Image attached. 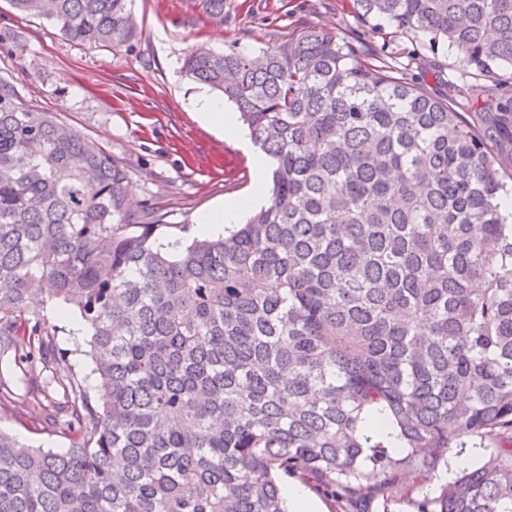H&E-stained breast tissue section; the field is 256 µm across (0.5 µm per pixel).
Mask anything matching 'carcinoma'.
Segmentation results:
<instances>
[{
  "mask_svg": "<svg viewBox=\"0 0 512 512\" xmlns=\"http://www.w3.org/2000/svg\"><path fill=\"white\" fill-rule=\"evenodd\" d=\"M132 0H10L76 45L130 47ZM215 24L224 0H199ZM368 22L444 46L478 83L458 111L320 26L258 55L183 61L232 103L273 166L228 234L159 243L128 170L25 107L0 77V409L74 436L0 431V512H288L280 482L412 512H512V0H353ZM71 307L95 390L42 323ZM377 416L406 449L366 427ZM481 465L422 492L448 454ZM0 427L16 434L34 448L63 451L71 446L72 440L49 431H35L27 425L20 424L9 412L0 413ZM409 484L403 483L397 493H395V497L390 500L383 509V505L380 499L373 498L366 500L361 503L351 505V511H368V512H410L412 508L408 505L406 494L407 488Z\"/></svg>",
  "mask_w": 512,
  "mask_h": 512,
  "instance_id": "carcinoma-1",
  "label": "carcinoma"
}]
</instances>
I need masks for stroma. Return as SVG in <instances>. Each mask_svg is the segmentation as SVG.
Segmentation results:
<instances>
[{
    "instance_id": "35a3bbf8",
    "label": "stroma",
    "mask_w": 512,
    "mask_h": 512,
    "mask_svg": "<svg viewBox=\"0 0 512 512\" xmlns=\"http://www.w3.org/2000/svg\"><path fill=\"white\" fill-rule=\"evenodd\" d=\"M133 10L138 41L109 51L74 45L57 27L20 15L8 0H0V34L21 44L15 51L0 45V76L11 79L22 104L57 113L65 125L122 161L130 175V210L159 209L168 241L179 238L184 223L189 237H196L203 212L249 198L255 180L250 153L192 109L195 97L207 91L181 71L192 48L221 52L234 43L257 52L318 25L356 39L366 58L388 47L408 61V74L440 97L461 101L466 84L448 52L431 55L386 20L371 29L349 0H224L220 26L195 0H134ZM55 309L52 303L44 308L45 325L65 326L57 338L60 347L69 350L81 376L90 375L89 358L75 350L85 333L76 320H61Z\"/></svg>"
}]
</instances>
